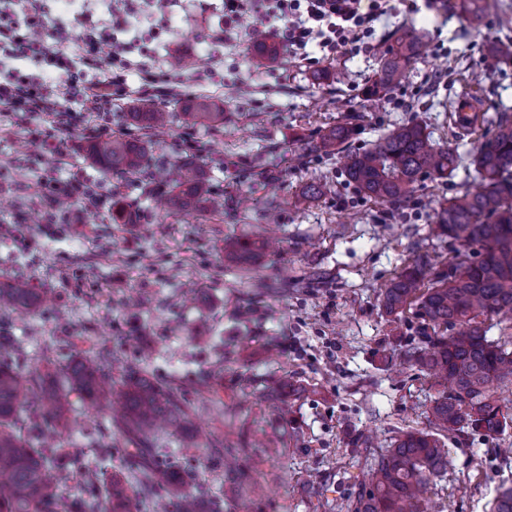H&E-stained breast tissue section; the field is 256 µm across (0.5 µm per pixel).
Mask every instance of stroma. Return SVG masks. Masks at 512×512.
Here are the masks:
<instances>
[{
    "label": "stroma",
    "instance_id": "obj_1",
    "mask_svg": "<svg viewBox=\"0 0 512 512\" xmlns=\"http://www.w3.org/2000/svg\"><path fill=\"white\" fill-rule=\"evenodd\" d=\"M412 0L375 25L374 51L288 69L287 93L276 89L278 67L250 52L252 14L234 39L218 42L224 28L221 0L203 7L154 13L149 0L136 11L149 24L127 31L156 66L180 55L175 97L148 96L144 73H128V92L112 102L113 135L140 137L128 115L149 107L172 121L152 136V160L195 155L206 184L223 195L224 213L204 221L162 213L153 181L118 179L87 157L86 125L62 131L70 151L60 178L79 172L121 196L136 215L113 219L111 205L83 214L82 234L67 224L46 225L36 196L40 171L28 162L29 118L0 108V226L22 225L28 249L0 245V283L28 280L46 311L0 318V336L18 351L45 352L53 364L82 357L104 341L122 358L112 364L121 381L143 363L159 386L192 380L221 368L215 393H189L193 422L225 443L249 444L252 492L242 507L222 462L199 448L195 433L169 438L180 458V486L204 487L223 512H346L347 501L370 467L366 436L379 448L400 431L425 429L441 388L419 368L389 365L395 350L422 344L417 310L384 313V286L413 260L448 258L456 242L429 233L439 203L472 184L473 149L494 132L497 113L512 115V61L486 69L488 48L512 38V0H490L479 27L440 7L414 12ZM412 29L427 52L402 84L376 100L364 90L378 69L379 51ZM328 70L324 85L312 76ZM206 95L224 108V125L191 124L187 97ZM469 98L482 120L469 131L451 122L449 102ZM358 109L352 150L372 148L396 125L417 120L439 146L463 161L452 176L424 177L413 201L392 211L373 204L343 175L344 153H313L309 144L340 116ZM323 183L321 194L299 202L303 188ZM274 236L273 248L250 264L231 262L226 242ZM453 465L426 493L441 512H489L501 484L512 485V426L496 436L443 433Z\"/></svg>",
    "mask_w": 512,
    "mask_h": 512
}]
</instances>
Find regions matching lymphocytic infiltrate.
Segmentation results:
<instances>
[{
	"instance_id": "obj_1",
	"label": "lymphocytic infiltrate",
	"mask_w": 512,
	"mask_h": 512,
	"mask_svg": "<svg viewBox=\"0 0 512 512\" xmlns=\"http://www.w3.org/2000/svg\"><path fill=\"white\" fill-rule=\"evenodd\" d=\"M73 18L47 27L41 0H0V106L31 117L48 116L52 127L36 124L29 138L39 143L29 163L42 170L40 196L46 218L75 221L71 211L54 208L64 197L80 209H96L103 197L80 175L60 180L47 162L62 157L68 145L55 132L81 122L85 113L109 111L113 98L127 93L133 43L117 34L132 23L131 7L93 19V0H81ZM394 9L392 0H224V27L234 29L242 14H253L259 26L281 21L275 35L283 57L308 60L309 46L323 58L370 52L375 24ZM35 64L33 72L12 68L15 60Z\"/></svg>"
}]
</instances>
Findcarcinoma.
<instances>
[{"label": "carcinoma", "mask_w": 512, "mask_h": 512, "mask_svg": "<svg viewBox=\"0 0 512 512\" xmlns=\"http://www.w3.org/2000/svg\"><path fill=\"white\" fill-rule=\"evenodd\" d=\"M460 9L472 22H480L483 0H460ZM427 44L413 30L397 35L384 51L377 78L366 87L380 97L399 85ZM251 51L271 60L276 46L265 34L252 31ZM193 124L224 125V109L206 100L184 106ZM131 120L159 132L169 125L162 109L132 112ZM347 116L326 130L314 150L339 149L354 135ZM88 158L104 172L116 176L165 177L147 155L146 146L121 137L92 141ZM462 157L439 147L417 122H407L386 135L373 148L348 157L345 174L376 203L404 207L412 202L425 175L443 178L458 169ZM471 165L476 186L440 203L431 234L461 245L449 262L448 273L428 278L426 264L415 260L384 288L382 305L390 314L419 308L433 335L426 345L401 352L408 363L428 371L442 394L431 408L430 430H409L394 447L373 458L368 483L346 505L348 512H430L423 498L429 482L448 472L451 458L442 448V431L471 430L494 435L512 423L495 397V387L512 384V335L490 340L479 318H499L512 324V118L501 114L491 138L476 149ZM170 211L193 219L205 211L224 212V197L210 195L203 173L184 160L165 194ZM229 257L248 263L260 250L255 241H235L226 247ZM41 297L27 282L17 279L0 285V312L30 313ZM112 347L97 345L91 357L74 360L54 376L40 365L20 362L0 350V512H126L125 487L112 483L104 494L88 492L85 482L68 497H61L63 477L75 456L44 432L51 421L59 426L78 425L81 401H102L107 408L119 403L122 413L113 418L127 436L129 455L143 459L132 472L140 493L150 496L159 488L157 474L173 469L166 453V435L193 428L190 404L184 392L163 390L144 375L134 376L120 388L112 386ZM82 434L91 448L104 447L105 429L87 426ZM203 450L213 459L237 463L240 448H230L217 435L205 436ZM176 512H202L195 494L175 499ZM493 512H512V486L497 493Z\"/></svg>", "instance_id": "carcinoma-1"}]
</instances>
